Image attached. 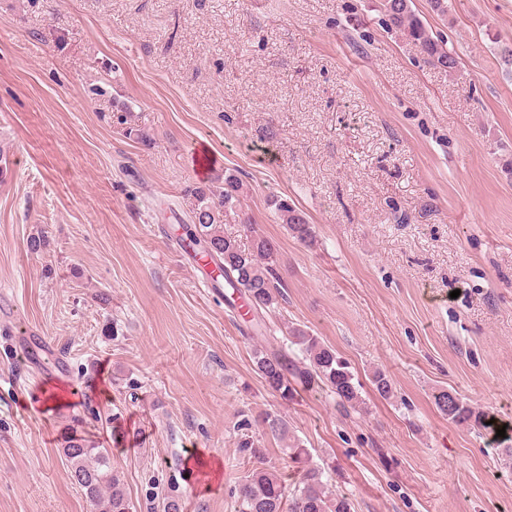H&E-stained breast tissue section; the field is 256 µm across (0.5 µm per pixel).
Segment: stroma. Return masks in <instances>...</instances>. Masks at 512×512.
Masks as SVG:
<instances>
[{
    "label": "stroma",
    "instance_id": "1",
    "mask_svg": "<svg viewBox=\"0 0 512 512\" xmlns=\"http://www.w3.org/2000/svg\"><path fill=\"white\" fill-rule=\"evenodd\" d=\"M411 8L456 72L379 0H0V294L13 335L47 337L79 392L35 412L56 381L0 333L17 378L0 383V512H92L61 455L73 430L111 449L133 512L154 479L183 512H234L238 424L263 412L354 512H512L497 441L434 404L451 391L512 427V0ZM199 139L220 158L211 189L242 184L225 235L272 246L284 300L265 332L175 248ZM296 325L350 363L367 413L266 389L252 350ZM376 368L391 400L366 385ZM409 0H381V9L388 17L391 26L404 30L427 56V61L435 66L452 72L457 68L458 61L444 44L434 36L425 24L411 10ZM274 205L282 224L286 225L293 237L303 245H312L315 238L314 231L306 218L284 200H276Z\"/></svg>",
    "mask_w": 512,
    "mask_h": 512
}]
</instances>
